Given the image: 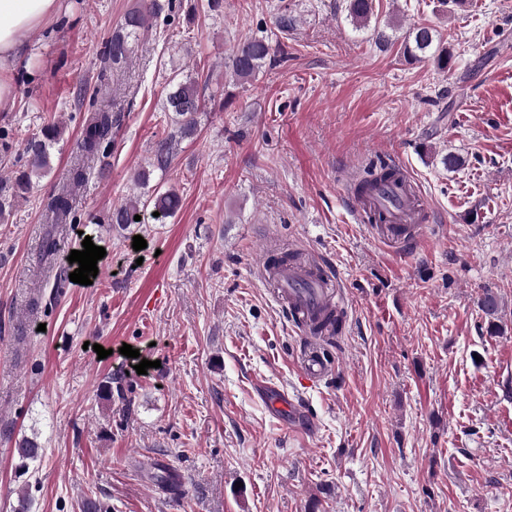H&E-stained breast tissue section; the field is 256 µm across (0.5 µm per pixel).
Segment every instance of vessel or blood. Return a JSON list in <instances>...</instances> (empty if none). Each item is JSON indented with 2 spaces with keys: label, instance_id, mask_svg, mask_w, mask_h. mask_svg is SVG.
Listing matches in <instances>:
<instances>
[{
  "label": "vessel or blood",
  "instance_id": "b4317fda",
  "mask_svg": "<svg viewBox=\"0 0 512 512\" xmlns=\"http://www.w3.org/2000/svg\"><path fill=\"white\" fill-rule=\"evenodd\" d=\"M428 207L422 199L406 203L403 211L390 215L388 223L371 224L377 238L401 247L418 244L424 236ZM261 276L265 283L277 288L294 327L308 333L312 321L329 307H340L339 284L321 265L301 269L292 265H273L263 258Z\"/></svg>",
  "mask_w": 512,
  "mask_h": 512
}]
</instances>
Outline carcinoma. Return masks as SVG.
I'll list each match as a JSON object with an SVG mask.
<instances>
[{
  "label": "carcinoma",
  "mask_w": 512,
  "mask_h": 512,
  "mask_svg": "<svg viewBox=\"0 0 512 512\" xmlns=\"http://www.w3.org/2000/svg\"><path fill=\"white\" fill-rule=\"evenodd\" d=\"M175 9L173 0L163 3L161 0H139L138 6L127 12L123 22L112 33V39L106 43L103 57L112 70L126 64L133 52V44L139 40L141 31L147 27L152 17L162 13L172 14ZM347 17L358 29L369 26L374 17V0H347ZM432 52V60L440 70L448 69L453 54L448 48L441 46V39L436 29L428 26H415L405 36L404 53L412 57ZM288 53L281 43H273L268 38L249 37L233 46L229 55L224 57V68L235 77L236 82H247L254 78L266 64L283 62ZM163 111L172 114L175 130L168 136L158 140L153 146L152 155L148 162L149 170L138 173V180L147 184L150 171L166 172L174 157L173 144L178 139L194 137L197 131L198 112L202 104L198 92L197 81L187 76L183 79L176 77L170 81V89L163 102ZM120 115L114 114L109 107L97 97L92 98L90 109L85 116L81 138L78 142V157L70 170L72 185L79 186L87 176L85 160L95 157H107L112 151V129L119 126ZM58 125L51 123L42 128L40 134L26 139L22 148L25 162L19 165L16 175L3 177L0 175V222H4L6 214L13 207L15 200L24 198L31 193L36 183L51 172L50 150L58 140ZM390 185L400 188V192L387 197L392 207L399 205V197L411 198L413 188L402 182L399 172L386 164L368 171V176L360 180L356 193L360 197L371 198L381 194ZM181 207V196L170 187L159 186L139 195L127 198L123 203L113 207L107 223L111 227L127 230L137 224L134 216L144 215V212H157L156 220H163L173 215ZM47 210L54 219V224L45 233L41 245V260L46 265L43 281H53V287L59 289L63 285L62 276L52 275V260L59 250V239L56 237L58 223L74 224L77 214L73 199L67 194L57 195L48 202ZM15 452L25 463L41 459L43 450L34 439L23 438L16 442ZM156 481L167 490L180 492L179 476L169 467H160L156 473Z\"/></svg>",
  "instance_id": "obj_1"
}]
</instances>
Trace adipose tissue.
<instances>
[{
	"instance_id": "ef3b65f1",
	"label": "adipose tissue",
	"mask_w": 512,
	"mask_h": 512,
	"mask_svg": "<svg viewBox=\"0 0 512 512\" xmlns=\"http://www.w3.org/2000/svg\"><path fill=\"white\" fill-rule=\"evenodd\" d=\"M61 0H0V111L16 98L13 76L27 36L43 35L61 18Z\"/></svg>"
}]
</instances>
